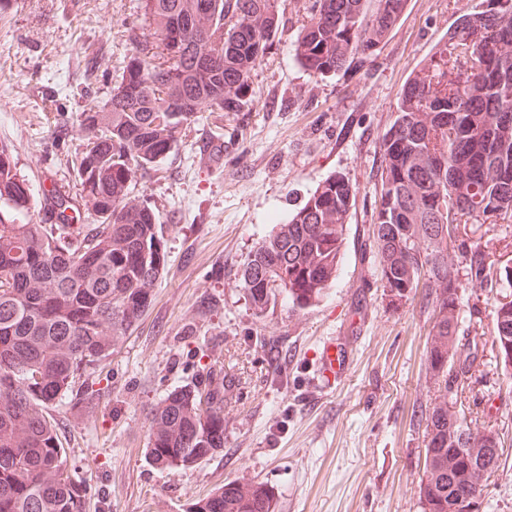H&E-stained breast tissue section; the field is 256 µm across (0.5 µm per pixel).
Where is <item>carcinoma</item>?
I'll return each instance as SVG.
<instances>
[{
	"label": "carcinoma",
	"mask_w": 512,
	"mask_h": 512,
	"mask_svg": "<svg viewBox=\"0 0 512 512\" xmlns=\"http://www.w3.org/2000/svg\"><path fill=\"white\" fill-rule=\"evenodd\" d=\"M156 49H135L101 106L78 114L88 135L73 163L96 223L76 228L72 208L52 190L44 205L66 224H24L33 208L26 179L0 147V512H80L81 490L46 409L112 354L152 302L166 254L156 214L131 198L134 174L174 148L204 108L238 112L251 102V72L276 42L277 0H144ZM480 0L465 26L448 31L429 60L404 82L396 115L382 135L383 165L374 212L383 294L402 301L423 290L432 309L428 365L437 396L421 411L426 465L422 512H448L451 498H482L455 482L448 459L495 472L503 442L495 431L448 424L456 396L484 365L478 343L459 347V284L448 268V240L470 253L471 281L488 280L478 247L458 238L461 224L512 221V5ZM313 0L295 44L305 71L325 77L349 56L380 43L407 0ZM356 189L327 177L286 224L258 244L240 271L251 305L264 311L287 295L294 307L315 303L336 279L343 224ZM418 238L425 250L415 247ZM492 344L512 369V306L496 307ZM224 375L209 370L197 385L171 390L150 418L148 458L177 471L224 448ZM469 448H483L478 460ZM275 512L264 484L228 482L187 512Z\"/></svg>",
	"instance_id": "1"
}]
</instances>
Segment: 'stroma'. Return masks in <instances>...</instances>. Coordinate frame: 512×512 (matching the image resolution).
Here are the masks:
<instances>
[{
	"label": "stroma",
	"instance_id": "obj_1",
	"mask_svg": "<svg viewBox=\"0 0 512 512\" xmlns=\"http://www.w3.org/2000/svg\"><path fill=\"white\" fill-rule=\"evenodd\" d=\"M474 0H408L395 28L349 67L318 78L294 60L312 0H278V39L252 71L251 103L206 111L158 163L136 171V198L156 212L167 263L138 327L62 402L51 422L84 491L83 512H186L235 481L272 489L275 512H421L434 400L427 372L431 312L421 296L390 304L369 236L382 135L401 87ZM152 28L143 0H0V146L34 195L77 197L72 161L87 140L77 116L106 101ZM356 188L336 279L314 305L287 296L257 312L239 281L273 218L288 219L330 174ZM486 265L512 260V223L470 224ZM458 274L466 336L485 374L449 400L453 419L512 439V377L492 345L500 289ZM349 356L341 379L319 371L324 342ZM222 370L224 448L174 473L147 456L153 409L174 387ZM478 512H512V447Z\"/></svg>",
	"mask_w": 512,
	"mask_h": 512
}]
</instances>
